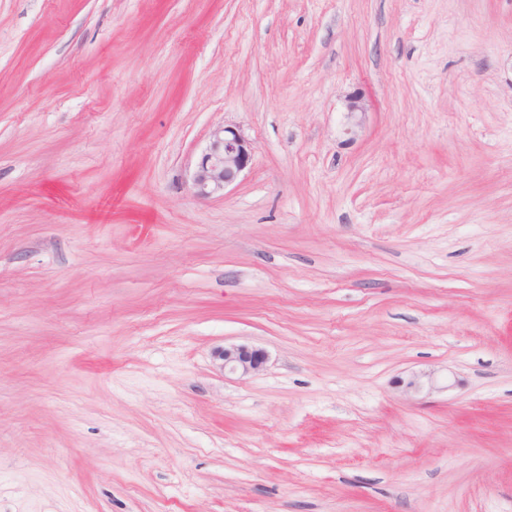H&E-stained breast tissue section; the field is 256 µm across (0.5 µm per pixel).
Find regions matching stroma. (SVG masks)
<instances>
[{"label": "stroma", "instance_id": "obj_1", "mask_svg": "<svg viewBox=\"0 0 512 512\" xmlns=\"http://www.w3.org/2000/svg\"><path fill=\"white\" fill-rule=\"evenodd\" d=\"M0 512H512V0H0ZM368 112V104L361 96L351 98L347 104V132L356 134L359 128H362L365 122V115ZM252 151V143L239 130L227 126L214 128L192 175L194 194L201 198L224 195L249 168ZM218 358L222 361L224 371L247 376L259 371L266 362V352L244 344H230L219 351Z\"/></svg>", "mask_w": 512, "mask_h": 512}]
</instances>
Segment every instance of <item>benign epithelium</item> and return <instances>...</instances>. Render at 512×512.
I'll return each mask as SVG.
<instances>
[{"label":"benign epithelium","mask_w":512,"mask_h":512,"mask_svg":"<svg viewBox=\"0 0 512 512\" xmlns=\"http://www.w3.org/2000/svg\"><path fill=\"white\" fill-rule=\"evenodd\" d=\"M368 104L361 96L347 104V132L356 133L363 127ZM252 143L239 130L218 126L210 132L209 143L202 153L192 175V189L196 196L207 198L222 195L236 184L249 168ZM223 369L241 376L260 370L266 362V352L244 344H230L219 351Z\"/></svg>","instance_id":"1"}]
</instances>
